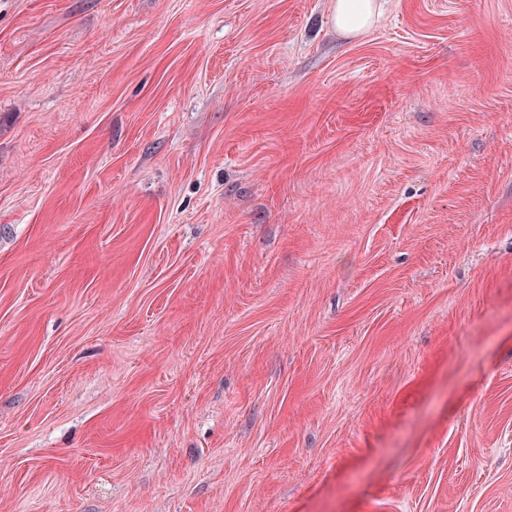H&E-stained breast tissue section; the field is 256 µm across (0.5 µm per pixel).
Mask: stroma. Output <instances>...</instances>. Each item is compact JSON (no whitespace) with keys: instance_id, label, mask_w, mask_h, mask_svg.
Listing matches in <instances>:
<instances>
[{"instance_id":"stroma-1","label":"stroma","mask_w":512,"mask_h":512,"mask_svg":"<svg viewBox=\"0 0 512 512\" xmlns=\"http://www.w3.org/2000/svg\"><path fill=\"white\" fill-rule=\"evenodd\" d=\"M0 0V512H512V0ZM378 16L379 4L376 0H336V30L343 36H358L371 27Z\"/></svg>"}]
</instances>
